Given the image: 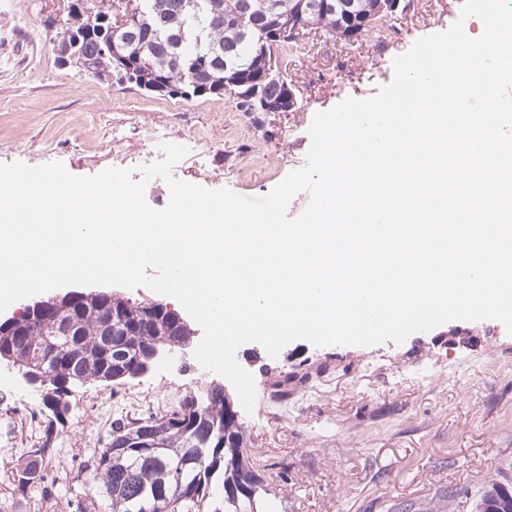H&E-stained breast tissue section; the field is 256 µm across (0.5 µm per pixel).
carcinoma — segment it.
I'll return each instance as SVG.
<instances>
[{
  "label": "carcinoma",
  "instance_id": "cac0c4a2",
  "mask_svg": "<svg viewBox=\"0 0 512 512\" xmlns=\"http://www.w3.org/2000/svg\"><path fill=\"white\" fill-rule=\"evenodd\" d=\"M103 10L77 17L83 0H68L63 23L55 28L57 58L102 82L140 89L172 99L191 100L236 97L257 87L263 99L278 100L280 80L267 78L254 60L272 51L263 33L275 18L288 14L297 0H199L206 40L180 41L186 23L187 0H143L145 16L131 24L123 39L128 48L124 71L136 82L124 81L117 61L106 49L102 15L119 10L122 0H100ZM325 0H308V12L295 32L276 47L298 43L312 29L354 41L368 33L384 16L366 23L377 0H352L354 23L343 15L324 14ZM193 335L192 328L176 320L160 302H129V298H74L66 304L48 302L34 318L19 326L0 325V360L29 359L38 348L56 355L51 391L42 398L44 445L30 451V461L17 470L16 489L24 492L36 478L39 462L52 454L49 438L66 424L72 371L90 376L130 369L154 347H178ZM150 427L158 447L146 454L136 448L143 428ZM243 423L224 404L219 390L209 386L184 398L178 409L145 418L120 416L112 421L106 447L91 463L109 499L111 512H172L171 502L181 500L178 512H271L264 494L263 477L245 460ZM499 483L489 485L476 505L483 512H502Z\"/></svg>",
  "mask_w": 512,
  "mask_h": 512
}]
</instances>
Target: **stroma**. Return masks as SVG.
<instances>
[{"instance_id": "1", "label": "stroma", "mask_w": 512, "mask_h": 512, "mask_svg": "<svg viewBox=\"0 0 512 512\" xmlns=\"http://www.w3.org/2000/svg\"><path fill=\"white\" fill-rule=\"evenodd\" d=\"M462 5L411 0L404 18L349 43L311 30L275 52L296 111L241 112L228 95L161 98L60 65L41 22L63 0H27L23 15L15 0H0V164L59 162L79 176L128 169L139 181L143 134L157 128L188 149L175 177L266 195L305 164L316 113L377 94L394 77V58L447 30ZM236 358L256 392L252 412L239 414L249 461L278 512H471L484 487L512 483V335L499 321H451L399 345L297 340L274 358L250 342ZM295 373L307 383L280 392L278 381ZM213 378L189 354L132 380L75 384L71 420L48 440L17 400L41 401V388L0 364V512H108L86 464L113 418L165 413ZM46 441L53 454L42 467L56 483L17 491L16 467Z\"/></svg>"}]
</instances>
